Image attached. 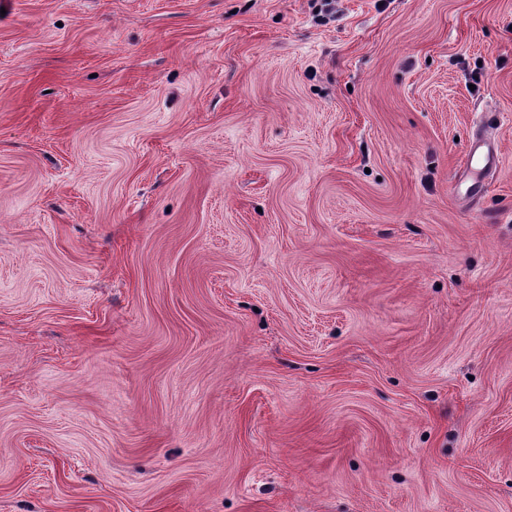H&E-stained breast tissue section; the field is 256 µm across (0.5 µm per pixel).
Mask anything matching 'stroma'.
<instances>
[{
	"mask_svg": "<svg viewBox=\"0 0 512 512\" xmlns=\"http://www.w3.org/2000/svg\"><path fill=\"white\" fill-rule=\"evenodd\" d=\"M0 512H512V0H0ZM467 156L470 162V171L473 175L472 184L469 187L473 191L479 192L481 178L495 164L494 151L484 139L478 138L471 143Z\"/></svg>",
	"mask_w": 512,
	"mask_h": 512,
	"instance_id": "1",
	"label": "stroma"
}]
</instances>
